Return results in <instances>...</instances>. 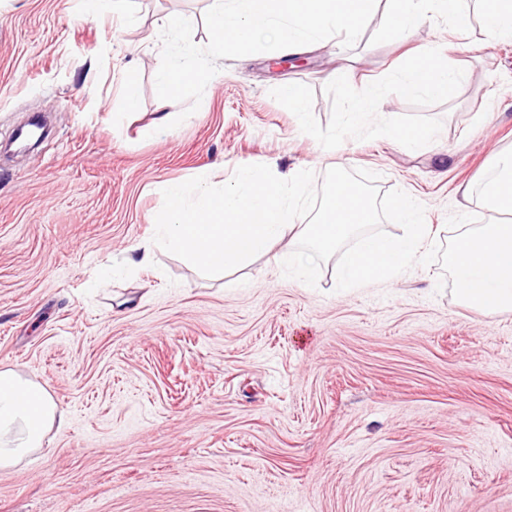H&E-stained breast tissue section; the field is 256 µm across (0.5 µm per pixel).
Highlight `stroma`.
I'll use <instances>...</instances> for the list:
<instances>
[{"instance_id": "1", "label": "stroma", "mask_w": 512, "mask_h": 512, "mask_svg": "<svg viewBox=\"0 0 512 512\" xmlns=\"http://www.w3.org/2000/svg\"><path fill=\"white\" fill-rule=\"evenodd\" d=\"M465 31L439 18L386 40L379 4L353 48L225 59L202 118L161 130L156 94L166 16L208 0H129L85 19L80 0H0V368L49 391L68 423L0 471V512H512V312H477L438 289L440 265L336 291L257 257L207 277L151 244L162 189L237 167L276 176L332 167L378 174L450 240L457 187L512 153V41L480 0ZM460 43L461 80L439 99L404 94L405 54ZM134 111L107 108L128 74ZM301 85V125L280 95ZM376 88L356 124L349 101ZM30 112L54 128L5 155ZM431 129L404 148L394 127Z\"/></svg>"}]
</instances>
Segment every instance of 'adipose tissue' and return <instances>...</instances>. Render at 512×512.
<instances>
[{"instance_id":"1","label":"adipose tissue","mask_w":512,"mask_h":512,"mask_svg":"<svg viewBox=\"0 0 512 512\" xmlns=\"http://www.w3.org/2000/svg\"><path fill=\"white\" fill-rule=\"evenodd\" d=\"M385 32L412 31L435 15L447 17L455 29L467 19L459 0H387ZM459 73L450 68L446 52L436 51L412 60L399 74L410 94L441 97L456 85ZM462 201L480 194L497 219L460 231L448 252L457 293L470 309L479 312L512 311V154L502 157L479 185L460 186ZM66 417L42 385L11 368L0 369V470L19 464L41 448L52 428L63 427Z\"/></svg>"}]
</instances>
